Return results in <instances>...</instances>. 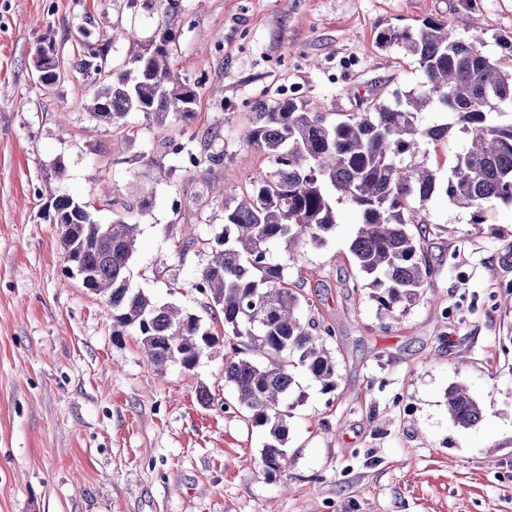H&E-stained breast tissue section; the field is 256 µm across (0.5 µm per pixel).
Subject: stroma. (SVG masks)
Listing matches in <instances>:
<instances>
[{
  "mask_svg": "<svg viewBox=\"0 0 512 512\" xmlns=\"http://www.w3.org/2000/svg\"><path fill=\"white\" fill-rule=\"evenodd\" d=\"M456 0H0V512H512V205L489 200L487 223L446 199L429 208L424 246L434 274L407 311L385 317L369 289L351 290L356 211L300 251L271 248L303 320L331 325L336 388L302 368L285 464L261 471L264 428L230 386L221 342L190 370L145 366L135 336L112 338L111 312L65 276L50 203L67 194L111 223L138 217L135 286L212 324L194 283L207 261L183 249L180 229L210 239L264 153L244 142L257 100L289 96L327 112L407 92L420 73L389 27L446 17ZM473 24L512 36V0H476ZM177 34L172 68L202 81L189 128L133 113L121 128L94 120L90 80L73 67L106 46L110 71L128 64L158 25ZM133 39H113L115 27ZM59 74L41 86L39 46ZM224 153L207 180L185 177L169 141ZM63 174H56V165ZM109 185L114 205L99 202ZM461 383L479 400L470 428L449 417ZM211 401L201 404V393Z\"/></svg>",
  "mask_w": 512,
  "mask_h": 512,
  "instance_id": "1",
  "label": "stroma"
}]
</instances>
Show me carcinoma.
Wrapping results in <instances>:
<instances>
[{"mask_svg": "<svg viewBox=\"0 0 512 512\" xmlns=\"http://www.w3.org/2000/svg\"><path fill=\"white\" fill-rule=\"evenodd\" d=\"M472 9L463 0L449 17L379 34L381 47H397L418 64L421 81L403 96L371 94L363 108L347 113L321 112L296 97L257 103L244 141L264 152L272 170L257 174L235 205H224V225L214 238L201 242L191 231L183 242L186 250L199 244L207 252L195 288L221 309V335L248 339L247 352L236 348L224 362V383L248 420L266 429L260 466L268 474L282 468L288 419L301 400L294 368L326 390L336 387V361L326 346L332 328L301 321L305 297L288 287L270 246L323 241L336 227V202L352 203L359 228L350 251L362 280L350 288L372 289L380 309L392 313L419 300L434 272L424 251L427 203L444 195L470 211L471 223L484 224L488 199L512 202V64L486 50L480 28L456 33ZM174 38L172 29H156L133 68L107 75L98 64L103 46L76 62L98 85L91 107L97 122L120 126L131 112L158 124L193 120L201 81L172 69ZM423 112H444L447 120L423 128ZM451 133L463 145L444 178L429 162L427 145ZM170 148L189 175L209 173L224 160L222 152L202 158L186 142ZM52 208L64 262L110 307L113 339L137 336L148 368L175 363L190 370L219 342L221 335L199 316L159 304L132 284L138 224L125 217L97 224L89 205L69 195L56 197ZM447 402L457 425L478 423L479 403L467 387H449Z\"/></svg>", "mask_w": 512, "mask_h": 512, "instance_id": "cac0c4a2", "label": "carcinoma"}]
</instances>
